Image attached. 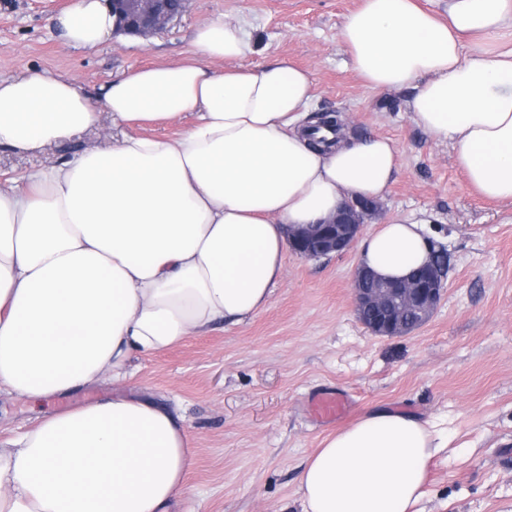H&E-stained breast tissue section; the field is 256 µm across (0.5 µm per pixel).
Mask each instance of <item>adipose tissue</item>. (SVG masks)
Here are the masks:
<instances>
[{"label":"adipose tissue","instance_id":"ef3b65f1","mask_svg":"<svg viewBox=\"0 0 512 512\" xmlns=\"http://www.w3.org/2000/svg\"><path fill=\"white\" fill-rule=\"evenodd\" d=\"M53 22L92 49L114 30L105 0H76ZM369 89L406 92L413 122L452 142L468 184L512 204V0H362L341 29ZM199 58L133 71L81 91L33 72L0 80V146L35 152L105 109L130 133L0 189V387L27 400L121 383L132 354L178 345L267 306L289 227L344 200L376 199L398 171L380 136L314 143L308 70L240 66L245 28H197ZM223 69H213V62ZM192 115L177 136L146 127ZM422 221L394 218L360 262L402 279L425 262ZM446 440L413 415L376 408L326 436L299 476L302 512H418ZM192 465L182 418L147 400L106 397L0 440V512H170Z\"/></svg>","mask_w":512,"mask_h":512}]
</instances>
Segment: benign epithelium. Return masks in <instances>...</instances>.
Listing matches in <instances>:
<instances>
[{"instance_id":"benign-epithelium-1","label":"benign epithelium","mask_w":512,"mask_h":512,"mask_svg":"<svg viewBox=\"0 0 512 512\" xmlns=\"http://www.w3.org/2000/svg\"><path fill=\"white\" fill-rule=\"evenodd\" d=\"M118 12L117 32L132 30L141 36L166 29L177 16L169 0H105ZM374 202L359 206L347 201L336 215L321 224L291 231V247L304 258L341 254L356 242L364 224L363 216ZM445 266L437 251H432L422 267L400 281H384L363 268L355 270L353 293L360 317L370 315L369 331L379 336H403L411 332L406 313L414 312L424 324L444 292Z\"/></svg>"}]
</instances>
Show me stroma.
<instances>
[{"mask_svg":"<svg viewBox=\"0 0 512 512\" xmlns=\"http://www.w3.org/2000/svg\"><path fill=\"white\" fill-rule=\"evenodd\" d=\"M75 0H0V79L32 70L64 75L84 92L146 65L192 55L195 30L224 17L250 35L244 66L289 60L309 70L315 112H338L346 132L384 135L400 165L363 234L385 221L423 220L447 270L430 319L405 336L372 334L359 320L352 279L358 251L304 259L287 252L268 305L239 323L133 355L120 386L27 401L0 394V438L118 392L153 398L180 415L194 463L174 512H301L298 475L336 431L313 421V394H353L350 416L375 407L434 424L448 438L429 465L421 512H512V206L480 198L452 145L414 124L403 93L375 92L339 38L361 0H188L164 32L115 36L92 50L67 46L52 16ZM110 113L37 154L0 148V182L110 146L127 133Z\"/></svg>","mask_w":512,"mask_h":512,"instance_id":"stroma-1","label":"stroma"}]
</instances>
